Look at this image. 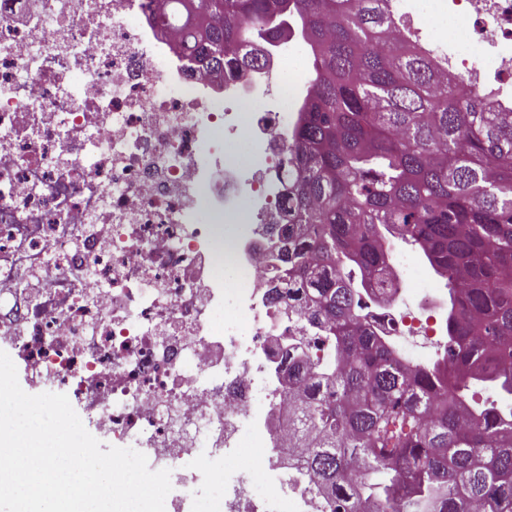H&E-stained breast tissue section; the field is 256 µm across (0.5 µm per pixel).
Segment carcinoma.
Here are the masks:
<instances>
[{"mask_svg": "<svg viewBox=\"0 0 512 512\" xmlns=\"http://www.w3.org/2000/svg\"><path fill=\"white\" fill-rule=\"evenodd\" d=\"M179 49L231 77L297 18L312 85L285 150L289 220L270 231L277 304L298 302L328 356L288 355L292 447L336 512H512V108L448 71L387 0H152ZM414 247L448 288L445 358L410 369L358 322ZM362 470L360 483L348 461Z\"/></svg>", "mask_w": 512, "mask_h": 512, "instance_id": "carcinoma-1", "label": "carcinoma"}]
</instances>
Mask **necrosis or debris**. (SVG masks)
<instances>
[{"label":"necrosis or debris","mask_w":512,"mask_h":512,"mask_svg":"<svg viewBox=\"0 0 512 512\" xmlns=\"http://www.w3.org/2000/svg\"><path fill=\"white\" fill-rule=\"evenodd\" d=\"M389 8L451 73L512 97V0ZM265 52L221 79L173 49L150 0H0V351L26 393L66 394L103 446L170 470L193 512L332 510L289 445L281 351L303 328L269 302L264 258L312 76L296 30ZM243 135L255 166L225 153ZM387 269L366 322L403 365L429 364L448 298L410 251Z\"/></svg>","instance_id":"1"}]
</instances>
